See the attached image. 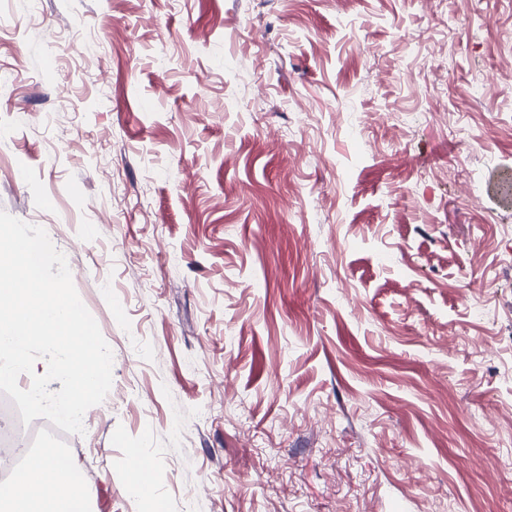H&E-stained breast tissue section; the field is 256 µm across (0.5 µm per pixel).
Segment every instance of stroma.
Returning <instances> with one entry per match:
<instances>
[{
    "label": "stroma",
    "mask_w": 512,
    "mask_h": 512,
    "mask_svg": "<svg viewBox=\"0 0 512 512\" xmlns=\"http://www.w3.org/2000/svg\"><path fill=\"white\" fill-rule=\"evenodd\" d=\"M0 66L88 512H512V0H0Z\"/></svg>",
    "instance_id": "obj_1"
}]
</instances>
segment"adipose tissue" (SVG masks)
Instances as JSON below:
<instances>
[{"instance_id":"1","label":"adipose tissue","mask_w":512,"mask_h":512,"mask_svg":"<svg viewBox=\"0 0 512 512\" xmlns=\"http://www.w3.org/2000/svg\"><path fill=\"white\" fill-rule=\"evenodd\" d=\"M85 493L73 484V473L58 468L52 449L27 454L21 478L0 486V512H75Z\"/></svg>"}]
</instances>
